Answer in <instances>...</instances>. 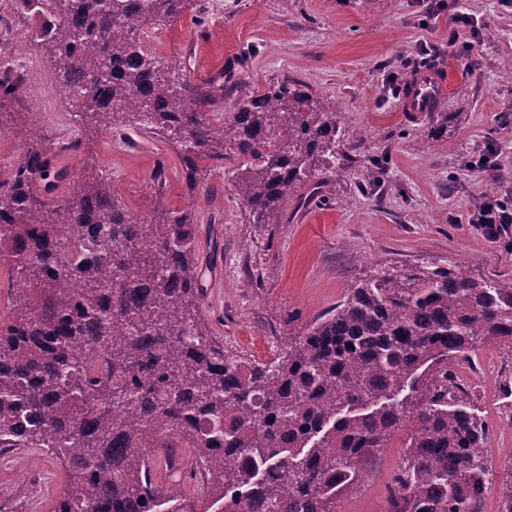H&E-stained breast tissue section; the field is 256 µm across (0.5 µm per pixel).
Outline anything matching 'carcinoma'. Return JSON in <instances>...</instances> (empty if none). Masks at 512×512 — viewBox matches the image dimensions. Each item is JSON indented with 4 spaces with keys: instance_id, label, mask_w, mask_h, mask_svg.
<instances>
[{
    "instance_id": "carcinoma-1",
    "label": "carcinoma",
    "mask_w": 512,
    "mask_h": 512,
    "mask_svg": "<svg viewBox=\"0 0 512 512\" xmlns=\"http://www.w3.org/2000/svg\"><path fill=\"white\" fill-rule=\"evenodd\" d=\"M191 0H21L43 18L34 41L80 88L83 124L121 139L177 143L198 162L235 159L250 224H282V202L336 155V105L270 83L217 126L224 85L156 60L136 31L167 27ZM429 132L448 113H427ZM288 132V146L274 138ZM0 180V259L17 300L0 323V454L41 448L74 475L52 512H336L363 458L410 428L391 512H481L489 430L449 362L512 351V283L458 266L383 270L347 290L271 362L224 347L201 315L191 212L133 216L104 173L49 198L67 176L42 136ZM363 165L361 187L380 180ZM512 252V233L482 224ZM191 449L209 493L183 499L154 481L146 448Z\"/></svg>"
}]
</instances>
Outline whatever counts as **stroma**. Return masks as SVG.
Wrapping results in <instances>:
<instances>
[{"instance_id": "1", "label": "stroma", "mask_w": 512, "mask_h": 512, "mask_svg": "<svg viewBox=\"0 0 512 512\" xmlns=\"http://www.w3.org/2000/svg\"><path fill=\"white\" fill-rule=\"evenodd\" d=\"M427 0H193L164 28L161 59L183 57L193 80L224 86L221 114L283 79L306 84L314 98L335 103L344 135L325 197L285 200L284 224L248 223L235 197L232 162L207 167L188 185L175 143L144 132L124 143L83 129L63 104L59 65L35 48L38 19L17 0H0V75L25 94L0 102V179L18 159L30 121L47 141L64 145L68 172L54 193L70 198L84 170L112 179L122 203L143 214L156 207L195 218L196 262L206 295L202 312L214 336L257 361H271L289 339L343 299L352 285L391 266H461L474 277L512 280V255L468 217L487 198L512 194V9L500 0H455L438 13ZM468 14L473 33L449 42L454 13ZM445 80L448 136L433 140L427 118L401 109L398 85L406 60L421 46ZM488 154L489 169L469 170ZM379 160L383 187H357L358 164ZM477 366L478 413L489 426L492 479L482 512H497L500 486L512 479V353L488 348ZM405 434L363 462L365 480L343 496L340 512H390L404 465ZM73 477L36 448L0 455V512H50Z\"/></svg>"}]
</instances>
